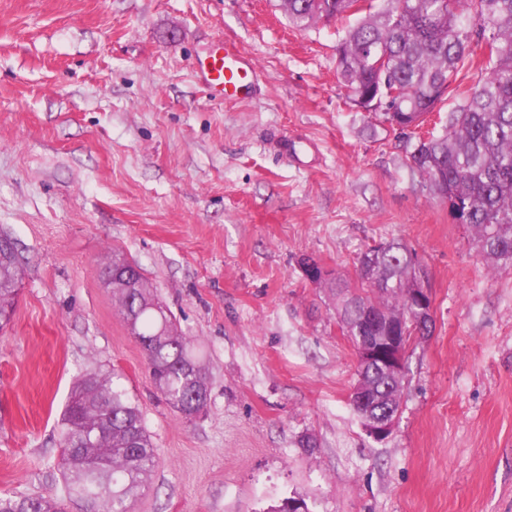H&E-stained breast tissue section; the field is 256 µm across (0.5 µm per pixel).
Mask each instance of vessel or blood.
<instances>
[{
  "label": "vessel or blood",
  "mask_w": 512,
  "mask_h": 512,
  "mask_svg": "<svg viewBox=\"0 0 512 512\" xmlns=\"http://www.w3.org/2000/svg\"><path fill=\"white\" fill-rule=\"evenodd\" d=\"M203 83L223 99L247 97L255 83L257 68L252 59L220 44L199 62Z\"/></svg>",
  "instance_id": "vessel-or-blood-1"
}]
</instances>
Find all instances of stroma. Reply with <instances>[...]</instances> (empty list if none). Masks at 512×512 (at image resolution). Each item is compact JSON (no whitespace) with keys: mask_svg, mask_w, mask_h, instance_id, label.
Returning a JSON list of instances; mask_svg holds the SVG:
<instances>
[{"mask_svg":"<svg viewBox=\"0 0 512 512\" xmlns=\"http://www.w3.org/2000/svg\"><path fill=\"white\" fill-rule=\"evenodd\" d=\"M347 26L294 29L275 0H0V234L24 259L0 333V492L61 494L69 391L113 372L158 455L133 512H512V271L487 274L406 142L354 104ZM219 40L258 64L245 100L197 75ZM392 238L427 271L434 325L378 442L299 262L350 277ZM116 249L205 358L196 419L165 403L104 282Z\"/></svg>","mask_w":512,"mask_h":512,"instance_id":"35a3bbf8","label":"stroma"}]
</instances>
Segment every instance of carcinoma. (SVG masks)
<instances>
[{
  "instance_id": "obj_1",
  "label": "carcinoma",
  "mask_w": 512,
  "mask_h": 512,
  "mask_svg": "<svg viewBox=\"0 0 512 512\" xmlns=\"http://www.w3.org/2000/svg\"><path fill=\"white\" fill-rule=\"evenodd\" d=\"M295 28L319 20L358 15L336 45V70L353 99L367 105L391 100L382 113L412 144L409 163L439 202L449 204L455 224L465 225L494 276L512 269V0H278ZM489 54L478 60L472 44ZM481 72L460 90L463 70ZM455 99L439 131H422L438 105ZM374 256L355 280L340 274L313 279L336 302L343 333L353 346L374 331L361 306L379 308L411 329V299L424 287L417 254L400 239L367 247ZM23 262L14 241L0 237V312L14 314ZM118 310L134 338L143 342L150 376L170 408L186 419L210 398L207 370L194 341L182 335L145 277L138 288L113 289ZM362 377L376 384L381 404L398 408L402 389L370 368ZM61 443L75 449L60 459L66 498L0 493V512H67L79 502L89 512H132L144 481L157 464L156 450L140 409L108 375L83 376L72 386L62 418Z\"/></svg>"
}]
</instances>
